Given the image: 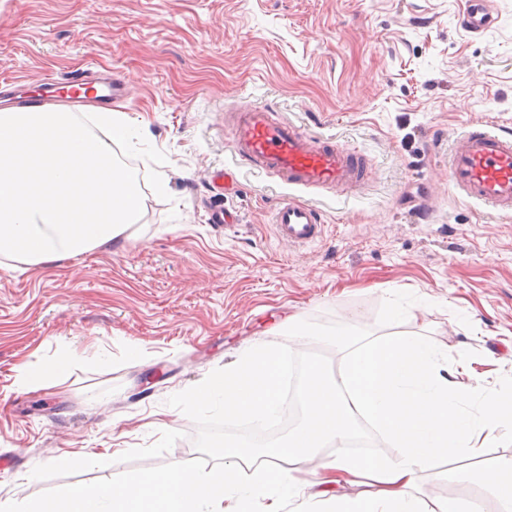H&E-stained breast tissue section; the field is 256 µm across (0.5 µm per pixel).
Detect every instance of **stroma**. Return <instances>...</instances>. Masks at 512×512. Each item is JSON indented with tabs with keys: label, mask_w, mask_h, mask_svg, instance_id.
<instances>
[{
	"label": "stroma",
	"mask_w": 512,
	"mask_h": 512,
	"mask_svg": "<svg viewBox=\"0 0 512 512\" xmlns=\"http://www.w3.org/2000/svg\"><path fill=\"white\" fill-rule=\"evenodd\" d=\"M466 0H0V98L112 72V104L135 131L117 161L149 192L126 243L25 272L0 265V502L186 462L208 471L195 424L167 405L253 343L297 348L280 322L332 337L395 331L392 306H421L408 333L469 365L473 396L512 389V213L448 188V151L471 123L512 130V0L474 36ZM270 106L320 140L362 152L359 193L311 201L325 232L304 248L275 235L289 190L235 156L226 111ZM229 189L215 190L213 170ZM167 181L156 194V176ZM223 208L231 225L209 212ZM138 354H131V347ZM61 361L52 386L19 368ZM68 452L76 469L51 466ZM512 458V432L476 457L441 458L417 495L431 506L503 505L443 472Z\"/></svg>",
	"instance_id": "stroma-1"
}]
</instances>
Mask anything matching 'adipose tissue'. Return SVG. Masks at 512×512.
Segmentation results:
<instances>
[{
    "label": "adipose tissue",
    "instance_id": "ef3b65f1",
    "mask_svg": "<svg viewBox=\"0 0 512 512\" xmlns=\"http://www.w3.org/2000/svg\"><path fill=\"white\" fill-rule=\"evenodd\" d=\"M97 136L67 107L32 101L0 109V257L24 267L50 266L115 244L144 210L147 196L117 164L114 142L130 129L117 112H101ZM340 362L326 370L309 361L302 372L300 425L262 445H213L223 468L200 473L184 463L154 468L116 483L103 481L60 496L0 504V512H249L252 496L271 492L266 512H280L300 484L290 460L309 461L335 449L317 479L331 512H429L414 489L440 457L476 456L512 429V393H469L448 371V353L426 338L392 332L361 341L336 334ZM386 436L394 455L352 454L362 424ZM249 484H241L243 468ZM365 478L374 492L342 495ZM484 485L512 512V458L493 467L455 472Z\"/></svg>",
    "mask_w": 512,
    "mask_h": 512
}]
</instances>
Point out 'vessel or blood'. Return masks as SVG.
I'll return each mask as SVG.
<instances>
[{
	"mask_svg": "<svg viewBox=\"0 0 512 512\" xmlns=\"http://www.w3.org/2000/svg\"><path fill=\"white\" fill-rule=\"evenodd\" d=\"M494 23L491 0H467L465 28L485 33ZM235 154L254 169L278 177L289 189L356 191L367 182V168L357 152L313 136L287 121L273 119L267 106L246 105L231 115ZM448 184L467 201L512 212V135L481 124L469 125L454 140ZM272 222L279 240L294 246L316 242L323 233L318 212L295 199L283 201Z\"/></svg>",
	"mask_w": 512,
	"mask_h": 512,
	"instance_id": "vessel-or-blood-1",
	"label": "vessel or blood"
}]
</instances>
